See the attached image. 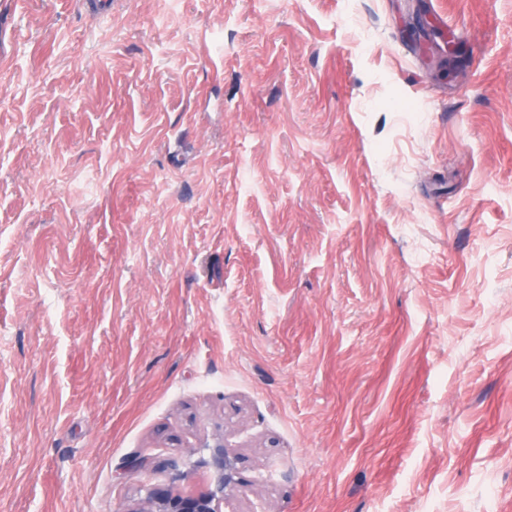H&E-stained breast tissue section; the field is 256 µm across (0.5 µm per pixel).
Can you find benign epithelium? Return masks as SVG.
Instances as JSON below:
<instances>
[{
	"label": "benign epithelium",
	"mask_w": 512,
	"mask_h": 512,
	"mask_svg": "<svg viewBox=\"0 0 512 512\" xmlns=\"http://www.w3.org/2000/svg\"><path fill=\"white\" fill-rule=\"evenodd\" d=\"M206 455L196 461L166 458H137L138 469L167 472L164 483L144 488L133 506L125 512H221L233 497H244L254 481L244 476L246 456L222 432L204 440Z\"/></svg>",
	"instance_id": "obj_1"
}]
</instances>
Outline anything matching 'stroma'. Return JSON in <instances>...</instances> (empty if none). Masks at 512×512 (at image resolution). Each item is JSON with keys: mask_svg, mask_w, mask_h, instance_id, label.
I'll list each match as a JSON object with an SVG mask.
<instances>
[{"mask_svg": "<svg viewBox=\"0 0 512 512\" xmlns=\"http://www.w3.org/2000/svg\"><path fill=\"white\" fill-rule=\"evenodd\" d=\"M0 0V512H512V0ZM206 455L199 460L136 458L138 469L167 472L165 483L144 488L133 506L124 512H221L233 497H245L254 480L244 476L246 456L235 448L224 432L214 434L200 446ZM199 478H204L202 484Z\"/></svg>", "mask_w": 512, "mask_h": 512, "instance_id": "1", "label": "stroma"}]
</instances>
